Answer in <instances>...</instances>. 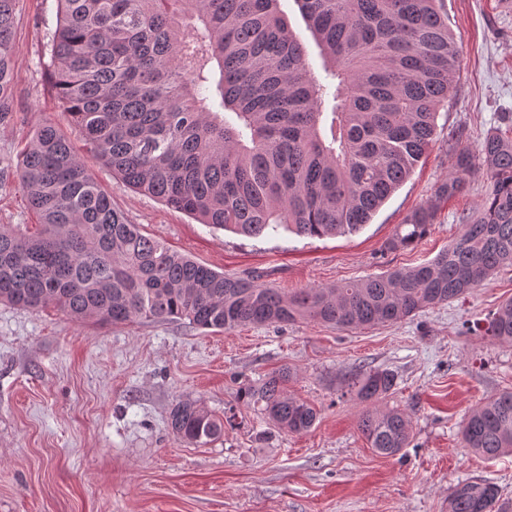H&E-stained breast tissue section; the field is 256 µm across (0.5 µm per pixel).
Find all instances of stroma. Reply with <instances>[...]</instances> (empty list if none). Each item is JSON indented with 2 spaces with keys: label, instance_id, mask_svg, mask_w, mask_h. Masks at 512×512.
<instances>
[{
  "label": "stroma",
  "instance_id": "stroma-1",
  "mask_svg": "<svg viewBox=\"0 0 512 512\" xmlns=\"http://www.w3.org/2000/svg\"><path fill=\"white\" fill-rule=\"evenodd\" d=\"M443 7L460 68L436 144L410 179L357 233L252 238L197 223L113 176L67 123L53 88L57 0H21L16 112L0 124V225L36 223L16 171L34 130L52 122L128 223L225 275L290 293L428 261L481 202L483 170L441 203L421 240L398 251L386 243L448 174L455 144L477 145L498 113H512V9L504 0ZM511 298L505 268L452 304L347 331L309 319L230 332L175 320L101 325L0 303V512H448L449 493L465 480L494 483L512 498V454L486 460L461 441L471 411L512 390V344L477 328ZM283 366L293 371L289 394L319 411L309 432L272 429L237 399L239 383ZM369 368L396 374L383 405L400 407L411 423L410 444L393 457L370 448L358 429L363 406L340 383ZM187 398L232 416L220 439L197 447L174 437L168 415Z\"/></svg>",
  "mask_w": 512,
  "mask_h": 512
}]
</instances>
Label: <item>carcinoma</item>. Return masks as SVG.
Listing matches in <instances>:
<instances>
[{"label":"carcinoma","mask_w":512,"mask_h":512,"mask_svg":"<svg viewBox=\"0 0 512 512\" xmlns=\"http://www.w3.org/2000/svg\"><path fill=\"white\" fill-rule=\"evenodd\" d=\"M50 40L54 88L68 121L96 157L141 193L203 224L248 237L280 227L311 238L353 233L435 145L459 50L439 0H294L321 68L280 0H57ZM20 0H0V123L13 116L14 27ZM476 146L458 142L452 171L387 243L413 245L439 204L461 192L473 166L488 189L461 218L462 231L433 259L357 283L288 295L228 277L145 236L112 207L70 141L40 125L17 172L39 223L0 225V302L102 324L181 320L200 329L312 319L338 329L373 328L466 297L512 267V115ZM485 335L512 343V299ZM283 367L239 387L281 431L318 419L288 395ZM344 385L363 404L359 429L395 456L410 429L391 396L388 369L350 372ZM223 419L197 400L176 402L168 425L183 443L217 440ZM463 447L495 459L512 453V391L477 407ZM448 512H512L486 481L457 484Z\"/></svg>","instance_id":"carcinoma-1"}]
</instances>
